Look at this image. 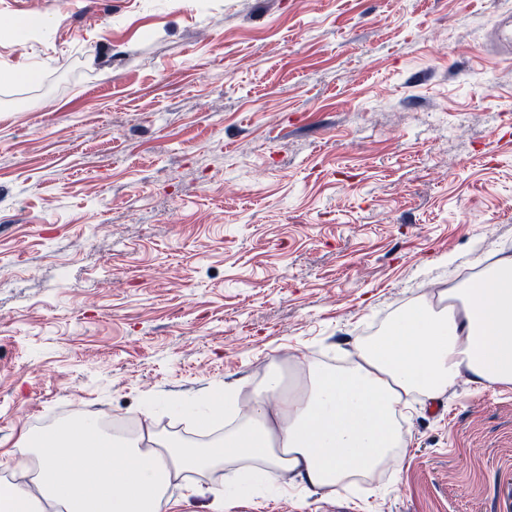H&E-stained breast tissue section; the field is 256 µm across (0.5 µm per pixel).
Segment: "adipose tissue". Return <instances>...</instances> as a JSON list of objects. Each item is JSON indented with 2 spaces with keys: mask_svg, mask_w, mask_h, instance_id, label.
Listing matches in <instances>:
<instances>
[{
  "mask_svg": "<svg viewBox=\"0 0 512 512\" xmlns=\"http://www.w3.org/2000/svg\"><path fill=\"white\" fill-rule=\"evenodd\" d=\"M464 369L479 385L512 388L511 255L412 304L362 342L352 366L307 363L301 394L286 393L271 364L220 439L173 445L147 425L128 437L94 420L26 437L41 495L1 480L0 512H42L46 499L64 512H166L172 480L217 469L232 484L247 472L273 481L294 471L310 485L344 488L397 461V414L414 395L436 399Z\"/></svg>",
  "mask_w": 512,
  "mask_h": 512,
  "instance_id": "adipose-tissue-1",
  "label": "adipose tissue"
}]
</instances>
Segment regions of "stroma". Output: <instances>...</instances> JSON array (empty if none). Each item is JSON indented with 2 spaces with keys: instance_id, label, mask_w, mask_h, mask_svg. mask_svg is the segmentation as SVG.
<instances>
[{
  "instance_id": "1",
  "label": "stroma",
  "mask_w": 512,
  "mask_h": 512,
  "mask_svg": "<svg viewBox=\"0 0 512 512\" xmlns=\"http://www.w3.org/2000/svg\"><path fill=\"white\" fill-rule=\"evenodd\" d=\"M512 0H0V473L46 420L210 431L297 354L352 364L512 249ZM33 22L30 40L11 29ZM401 461L167 512H512V389L413 399Z\"/></svg>"
}]
</instances>
